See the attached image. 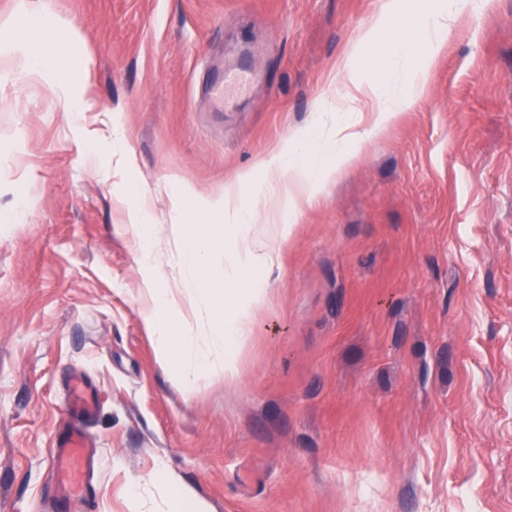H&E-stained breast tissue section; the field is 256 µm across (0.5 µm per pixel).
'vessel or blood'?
Segmentation results:
<instances>
[{
    "mask_svg": "<svg viewBox=\"0 0 512 512\" xmlns=\"http://www.w3.org/2000/svg\"><path fill=\"white\" fill-rule=\"evenodd\" d=\"M251 82V72L245 68L225 71L222 77L208 86L210 96L218 103L230 102L232 95L245 90ZM72 403L81 414L90 415L96 408V397L89 392L82 378H75L69 386ZM56 457L59 471V493L57 503L70 498L87 499L89 494L88 476L94 465V454L86 432L81 424L69 425L58 436Z\"/></svg>",
    "mask_w": 512,
    "mask_h": 512,
    "instance_id": "vessel-or-blood-1",
    "label": "vessel or blood"
}]
</instances>
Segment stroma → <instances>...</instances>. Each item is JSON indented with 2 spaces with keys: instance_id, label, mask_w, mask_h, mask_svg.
<instances>
[{
  "instance_id": "stroma-1",
  "label": "stroma",
  "mask_w": 512,
  "mask_h": 512,
  "mask_svg": "<svg viewBox=\"0 0 512 512\" xmlns=\"http://www.w3.org/2000/svg\"><path fill=\"white\" fill-rule=\"evenodd\" d=\"M39 2L77 31L84 110L14 72L22 0H0V512H47L75 375L99 406L70 512H178L181 487L210 512H512V0L447 32L410 109L299 201L238 381L188 394L129 228L188 309L177 225L233 179L256 198L380 0ZM239 65L252 89L216 110ZM250 82V70L245 68L226 70L220 79L208 85V93L218 103H229L231 96L245 90ZM133 237L139 242L142 250V265L147 269L153 267V242L151 225L149 224H134L131 228Z\"/></svg>"
}]
</instances>
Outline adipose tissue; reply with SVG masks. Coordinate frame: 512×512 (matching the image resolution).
<instances>
[{
    "instance_id": "1",
    "label": "adipose tissue",
    "mask_w": 512,
    "mask_h": 512,
    "mask_svg": "<svg viewBox=\"0 0 512 512\" xmlns=\"http://www.w3.org/2000/svg\"><path fill=\"white\" fill-rule=\"evenodd\" d=\"M467 5L468 0H441L433 7L429 0H413L411 21L401 26L397 23L403 8L401 0H385L381 12L364 26L357 39L358 46L376 48L377 77L355 84L352 64L346 59L338 63L333 85L344 92L357 88L373 105V129H382L413 104L433 62L438 35L458 21ZM16 34L23 46V70L53 72L56 93H69L62 52L71 37L62 21L31 9L17 25ZM359 124V118L341 105L321 108L312 128L291 139L274 161L263 163L259 204L248 209L238 205L247 184L243 178L225 184L223 198L197 204L190 223L181 226L175 241L190 314L182 313L176 299L151 271L150 225L132 226L131 233L141 246L142 264L150 270L143 290L147 304L140 315L146 328L155 334L159 360L176 387L189 390L201 375L219 369L225 381L237 378L240 353L253 334L252 309L264 301L265 293L260 288L246 289L245 303L227 320L216 308L218 294L212 283L247 280L253 268L279 259L288 232L279 228L276 247H268L257 229L265 205L291 207L299 198L314 197L322 185L356 158L355 147L364 139ZM216 216L233 225L243 242L241 250L222 259L215 258L204 246L203 230Z\"/></svg>"
}]
</instances>
